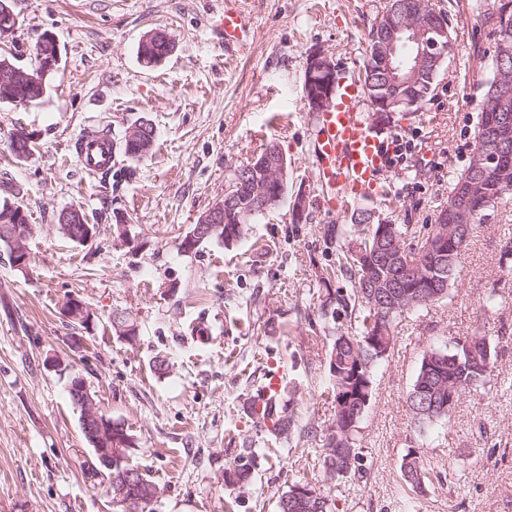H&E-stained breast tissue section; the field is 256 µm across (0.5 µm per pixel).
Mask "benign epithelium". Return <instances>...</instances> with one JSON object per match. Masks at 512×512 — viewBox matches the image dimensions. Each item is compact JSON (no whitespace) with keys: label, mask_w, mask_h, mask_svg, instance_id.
Here are the masks:
<instances>
[{"label":"benign epithelium","mask_w":512,"mask_h":512,"mask_svg":"<svg viewBox=\"0 0 512 512\" xmlns=\"http://www.w3.org/2000/svg\"><path fill=\"white\" fill-rule=\"evenodd\" d=\"M378 22L381 26L376 38L378 50L375 55L376 70L385 76L396 89L393 95H384L373 105L374 120L378 127L392 126L397 112L421 110L427 96L418 89L420 78L434 77L435 71L454 53V40L449 34L451 23L445 16L435 17L430 13L425 0H420L414 9H405L398 0H387ZM496 44L490 57L494 59L495 78L487 83L489 90L482 95L480 108L489 113L490 122L483 138L469 143L467 165L448 206V214L438 216V222L448 220V240L431 237L422 253L432 257L440 266L453 268L456 260V232L459 225L472 226L486 219V212L495 206V198L488 196L483 181L490 173L498 175L502 182L512 179V166L505 162L512 150V71L503 65L506 55L507 32L512 29V7L506 6L496 25ZM411 47V57L401 60L397 56L398 48ZM60 62L59 52L46 61L39 75H31L25 69L11 67L4 73V79L11 82H39L54 70ZM339 69L333 54L328 50L315 47L307 55L306 102L310 111L323 112L332 104L336 78ZM268 169L264 174V185L256 189L258 202L262 210L268 212L282 202L279 187L286 178L287 161L285 158H268ZM235 200L226 195L224 201L212 206L200 219L193 234L208 235L223 222L224 209L233 206ZM378 238L384 245L379 251V261L399 265L406 262L409 249L402 244V236L396 225L383 224ZM380 309L394 310L408 308L421 302V297L401 294L397 290L378 292ZM64 315L81 324H90L92 316L79 302H71L63 307ZM366 343L379 356L386 355L391 348L390 336L386 328L381 327L375 335L366 338ZM77 397L82 402L81 428L87 434L93 451L102 464L112 469V449L101 447V442L112 435V420L101 414L91 395L89 386L81 376L75 379ZM337 418L352 427L358 417L359 402L350 394L348 382H343L337 391ZM336 456L340 458L336 475L348 477L355 464L352 449L338 448Z\"/></svg>","instance_id":"benign-epithelium-1"}]
</instances>
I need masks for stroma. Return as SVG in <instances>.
<instances>
[{
	"label": "stroma",
	"mask_w": 512,
	"mask_h": 512,
	"mask_svg": "<svg viewBox=\"0 0 512 512\" xmlns=\"http://www.w3.org/2000/svg\"><path fill=\"white\" fill-rule=\"evenodd\" d=\"M253 17L248 45L225 54L210 31L218 0H12L15 32L0 55L33 69L39 39L53 34L58 68L41 103H0V202L22 205L34 228L33 264L15 269L0 248V512H115L107 479L69 395L71 373L87 380L102 413L124 421L138 440L131 462L162 492L160 512H276L298 479L316 480L307 456L333 419L327 397L328 338L320 278L336 260L327 234L356 210L390 224L434 223L450 178L465 161L481 92L476 70L492 39L470 0H430L453 17L457 50L422 112L397 122L411 149L381 178L398 206L362 195L330 211L315 173V117L303 98L306 56L333 52L358 75L364 36L384 0H239ZM175 44L160 64H141L147 32ZM154 127L151 155L116 153L112 171L83 170L73 141L88 128L120 134L138 119ZM36 138L26 160L10 137ZM277 144L288 163V191L305 190L302 220L290 201L245 225L232 245L180 243L222 201L233 170ZM77 207L96 234L78 244L56 231L58 213ZM128 240L117 237L116 216ZM82 302L83 329L62 307ZM129 312L136 343L118 338L112 315ZM207 341H199L195 327ZM491 336L499 355L484 385L466 391L451 417L425 430L406 406L422 354L451 338ZM394 349L375 370L361 422L363 475L343 479L335 512H512V195L477 225L448 298L403 317ZM72 372L49 367V356ZM168 362L166 372L156 359ZM283 369L297 387L298 430L279 438L256 430L245 412L265 369ZM244 448L253 478L225 486L223 473ZM419 451L423 492L406 489L401 462Z\"/></svg>",
	"instance_id": "35a3bbf8"
}]
</instances>
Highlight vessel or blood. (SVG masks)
<instances>
[{"label": "vessel or blood", "mask_w": 512, "mask_h": 512, "mask_svg": "<svg viewBox=\"0 0 512 512\" xmlns=\"http://www.w3.org/2000/svg\"><path fill=\"white\" fill-rule=\"evenodd\" d=\"M212 30L228 50L246 44L252 34L251 22L239 10L237 0H223L212 17ZM316 118L312 156L320 181L341 194L354 189L383 194L379 176L386 166L388 151L394 146L395 135L377 127L365 108L359 82L340 78L331 110L317 113ZM114 152L111 136L100 133L80 137L75 155L86 171L105 174L112 169ZM282 382V370L265 371L255 411L273 404Z\"/></svg>", "instance_id": "b4317fda"}]
</instances>
